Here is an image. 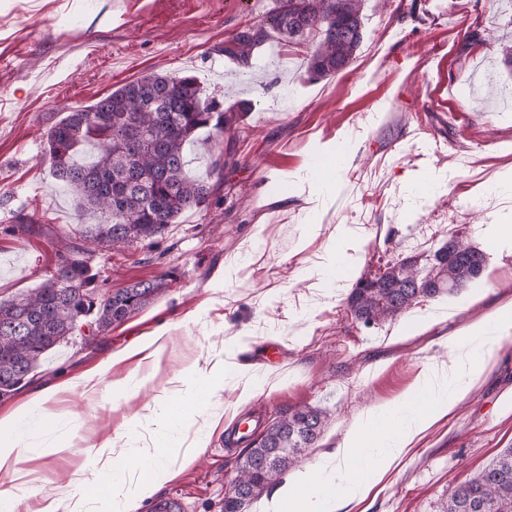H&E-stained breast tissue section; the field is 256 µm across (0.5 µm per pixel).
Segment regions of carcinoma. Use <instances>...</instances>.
Listing matches in <instances>:
<instances>
[{
    "label": "carcinoma",
    "mask_w": 512,
    "mask_h": 512,
    "mask_svg": "<svg viewBox=\"0 0 512 512\" xmlns=\"http://www.w3.org/2000/svg\"><path fill=\"white\" fill-rule=\"evenodd\" d=\"M363 0H278L257 26L224 41L219 51L243 69L271 34L292 42L312 31L322 39L307 59L306 71L323 79L345 69L363 39ZM237 121L218 109L192 76L152 73L127 82L92 104L75 108L46 133L53 175L79 207L97 214L82 232L84 243L117 247L157 240L191 210L209 205L213 188L191 178L186 146L202 130L219 136ZM74 246L57 264L65 285L49 278L41 286L0 300V397L18 390L50 351L90 326L105 335L152 303L165 279L136 282L95 304L96 275L77 257ZM486 253L461 238L454 254L440 247L428 255L407 256L373 277H360L347 298L354 318L365 323L393 321L419 299L456 293L480 277ZM327 415L294 408L248 444L235 482L247 501L281 482L299 455L321 436ZM441 512H512V448L505 449L471 481L459 486Z\"/></svg>",
    "instance_id": "carcinoma-1"
}]
</instances>
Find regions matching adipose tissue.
Wrapping results in <instances>:
<instances>
[{"label": "adipose tissue", "mask_w": 512, "mask_h": 512, "mask_svg": "<svg viewBox=\"0 0 512 512\" xmlns=\"http://www.w3.org/2000/svg\"><path fill=\"white\" fill-rule=\"evenodd\" d=\"M484 327L469 330L468 348L463 355L464 376L456 387L457 394L476 385L492 364L485 351L486 325L505 328L512 325V301L497 307L484 319ZM454 396L436 390L430 378H423L418 393L405 398L389 410H373L361 417L338 445L348 463L341 476L328 477L323 467H310L289 476L280 494L272 499L265 512H343L352 501L366 495L372 483L382 480L392 464L405 455L421 435L444 419L455 407ZM31 421L19 411L0 419V471L21 481L26 477L18 466L17 451L26 447ZM100 451L113 456V463L100 466L93 480L112 477V495L108 498L74 497L63 494L45 502L39 512H134L166 478L169 456L161 449L145 454L141 467L147 473L132 482L124 468L116 463L122 450L118 439L103 441Z\"/></svg>", "instance_id": "adipose-tissue-1"}]
</instances>
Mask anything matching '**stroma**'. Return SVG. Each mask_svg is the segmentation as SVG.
Instances as JSON below:
<instances>
[{
	"instance_id": "35a3bbf8",
	"label": "stroma",
	"mask_w": 512,
	"mask_h": 512,
	"mask_svg": "<svg viewBox=\"0 0 512 512\" xmlns=\"http://www.w3.org/2000/svg\"><path fill=\"white\" fill-rule=\"evenodd\" d=\"M275 0H0V299L39 287L59 255L95 223L52 174L46 133L70 109L151 73L191 75L237 114L231 142L200 134L188 147L192 177L209 178L208 207L186 213L161 239L95 249L84 259L115 291L164 277L166 290L107 336H73L48 354L0 418L61 381L50 398L67 440L61 451L21 452L19 485L0 472L14 512L86 490L91 445L121 437L131 479L154 447L161 415L185 417L176 461L156 498L181 512H224L244 449L237 423L269 424L295 407L326 412L298 470L334 453L366 411L417 391L448 368V343L512 301V249H491L492 227L512 224V0H365L363 40L336 75L309 79L321 35L260 47L251 69L219 47L261 22ZM222 175L210 172L220 155ZM34 224L16 228L19 218ZM486 252L481 278L453 296L421 299L394 321L364 326L347 297L389 261L429 253L449 236ZM349 259L324 273L336 241ZM163 331L164 348L146 347ZM494 365L348 512H440L461 484L512 448V328L497 331ZM233 358L224 385L196 407L192 372ZM273 371L277 386L262 384ZM100 374L96 385L84 379ZM152 374L129 397L116 385Z\"/></svg>"
}]
</instances>
